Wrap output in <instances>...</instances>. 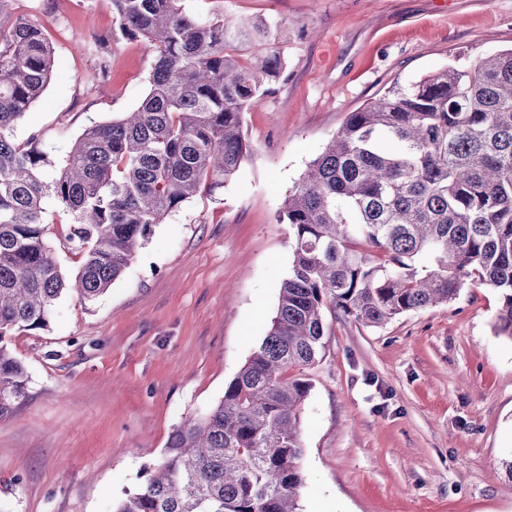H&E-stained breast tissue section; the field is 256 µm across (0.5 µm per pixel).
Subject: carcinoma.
<instances>
[{
    "mask_svg": "<svg viewBox=\"0 0 512 512\" xmlns=\"http://www.w3.org/2000/svg\"><path fill=\"white\" fill-rule=\"evenodd\" d=\"M0 0V418L25 390L8 337L44 329L67 279L48 237L52 205L70 215L63 248L92 302L202 191L224 189L250 152V102L284 70L283 27L188 15L181 0H112L110 41L155 54L130 112L84 129L48 165L39 134L16 125L48 86L54 50L39 22ZM260 50L247 60L239 44ZM279 220L292 264L269 333L224 398L170 435L163 461L114 512H300L301 414L327 317L380 327L481 285L499 293L494 329L512 339V48L464 68L394 83L348 114L312 160Z\"/></svg>",
    "mask_w": 512,
    "mask_h": 512,
    "instance_id": "cac0c4a2",
    "label": "carcinoma"
}]
</instances>
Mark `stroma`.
Here are the masks:
<instances>
[{"label": "stroma", "mask_w": 512, "mask_h": 512, "mask_svg": "<svg viewBox=\"0 0 512 512\" xmlns=\"http://www.w3.org/2000/svg\"><path fill=\"white\" fill-rule=\"evenodd\" d=\"M198 18L284 24L285 69L252 100L251 151L223 190L156 225L95 302L58 299L43 330L15 333L26 390L0 418V512H113L164 456L172 432L224 396L270 330L292 253L277 221L308 163L350 112L393 83L512 46V0H183ZM57 19L55 67L15 128L59 164L87 127L135 108L154 53L112 43V0H16ZM499 294L381 328L332 320L301 442L302 512H512V340L496 335Z\"/></svg>", "instance_id": "35a3bbf8"}]
</instances>
